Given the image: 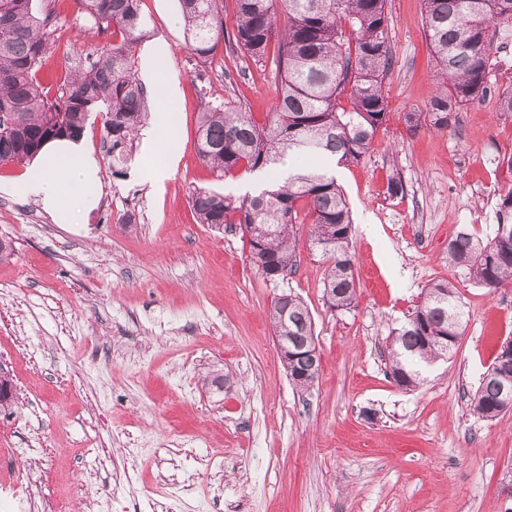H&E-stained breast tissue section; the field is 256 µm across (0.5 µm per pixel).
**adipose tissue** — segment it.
<instances>
[{
    "label": "adipose tissue",
    "mask_w": 512,
    "mask_h": 512,
    "mask_svg": "<svg viewBox=\"0 0 512 512\" xmlns=\"http://www.w3.org/2000/svg\"><path fill=\"white\" fill-rule=\"evenodd\" d=\"M99 165L78 139L51 143L35 168L10 185L12 194L38 201L59 224H76L99 201Z\"/></svg>",
    "instance_id": "obj_1"
}]
</instances>
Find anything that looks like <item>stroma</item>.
Wrapping results in <instances>:
<instances>
[{"label":"stroma","instance_id":"obj_1","mask_svg":"<svg viewBox=\"0 0 512 512\" xmlns=\"http://www.w3.org/2000/svg\"><path fill=\"white\" fill-rule=\"evenodd\" d=\"M54 10L57 36L37 77L61 84L111 37L77 0ZM393 64L390 118L361 162L337 165L353 221L357 300L330 309L326 266L300 239L296 274L272 281L249 260L240 230L197 223L195 188L241 197L195 151L198 112L241 101L269 112L271 61H204L188 47L178 0H142L151 40L169 45L159 76L176 75L169 110L177 162L148 175L143 140L112 173L101 119L83 144L98 160L101 194L79 224H58L33 199L8 193L28 165L0 164V367L17 406L0 413V483L23 473L31 512H512V412L470 414L469 394L512 338V286L488 293L448 268V241L467 227L489 237L498 196L512 185V114L495 101L464 107L443 133L408 130L436 90L421 0H387ZM404 190L387 192L390 175ZM451 278L468 312L459 344L414 390L399 388L383 353L436 279ZM308 307L320 374L295 388L276 352L275 297Z\"/></svg>","mask_w":512,"mask_h":512}]
</instances>
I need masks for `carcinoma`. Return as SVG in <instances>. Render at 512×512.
Returning <instances> with one entry per match:
<instances>
[{
  "label": "carcinoma",
  "mask_w": 512,
  "mask_h": 512,
  "mask_svg": "<svg viewBox=\"0 0 512 512\" xmlns=\"http://www.w3.org/2000/svg\"><path fill=\"white\" fill-rule=\"evenodd\" d=\"M91 21L112 35V44L84 57L80 69L55 95L36 74L53 34L51 15L39 16L33 0H0V163L24 164L48 143L81 135L92 113L101 117L113 174L132 156L147 91L133 71L137 43L148 31L141 0H80ZM191 51L212 56L224 40V0H179ZM423 28L436 64L437 94L424 112L404 113L408 129L445 132L461 106L486 98L512 114V83L491 80L496 30L512 29V0H422ZM234 41L228 50L256 61L272 57L280 76L270 112L258 119L241 106L208 107L196 129L199 160L218 176L244 171L284 181L239 198L205 188L191 197L198 223L231 224L249 235V260L274 280L297 266V238L308 240L327 264L326 302L348 309L357 299L352 219L336 177L322 162H360L386 124L385 78L391 63L387 0H234ZM284 23H279V17ZM448 266L491 293L512 283V186L500 191L492 236L463 228L448 240ZM274 335L288 337L298 356L284 365L292 384L307 389L320 366L301 348L314 342L308 307L288 295V313L271 303ZM465 305L454 283L438 279L406 321L386 339L388 371L404 390L417 388L426 367L448 348L435 336H460ZM493 361L470 398V411L493 420L512 412L501 397Z\"/></svg>",
  "instance_id": "1"
}]
</instances>
